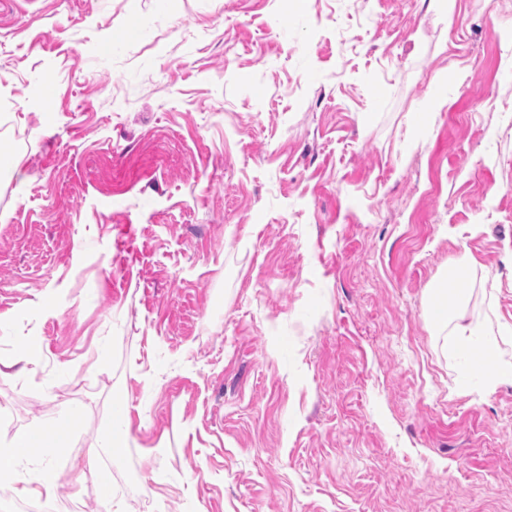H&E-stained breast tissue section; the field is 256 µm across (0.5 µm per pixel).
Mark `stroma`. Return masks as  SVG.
Returning a JSON list of instances; mask_svg holds the SVG:
<instances>
[{"label": "stroma", "mask_w": 512, "mask_h": 512, "mask_svg": "<svg viewBox=\"0 0 512 512\" xmlns=\"http://www.w3.org/2000/svg\"><path fill=\"white\" fill-rule=\"evenodd\" d=\"M460 323L512 362V0H0V512H512Z\"/></svg>", "instance_id": "stroma-1"}]
</instances>
